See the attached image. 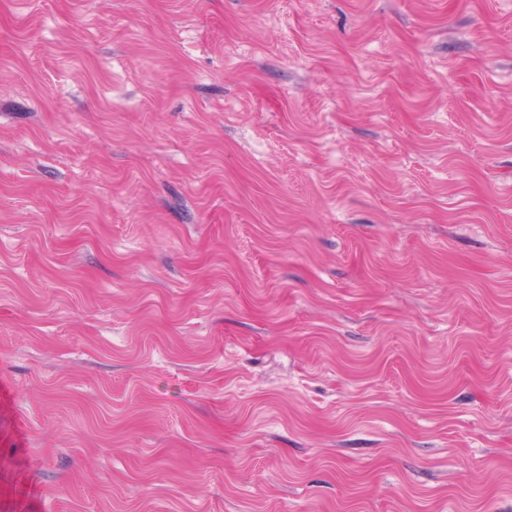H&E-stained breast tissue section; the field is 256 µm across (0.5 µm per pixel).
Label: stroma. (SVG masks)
<instances>
[{"instance_id":"stroma-1","label":"stroma","mask_w":512,"mask_h":512,"mask_svg":"<svg viewBox=\"0 0 512 512\" xmlns=\"http://www.w3.org/2000/svg\"><path fill=\"white\" fill-rule=\"evenodd\" d=\"M0 512H512V0H0Z\"/></svg>"}]
</instances>
